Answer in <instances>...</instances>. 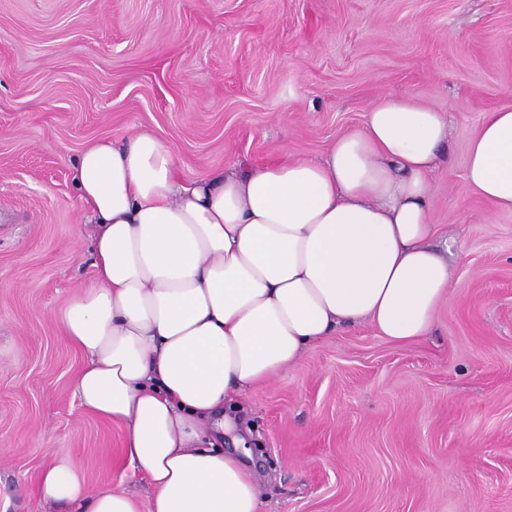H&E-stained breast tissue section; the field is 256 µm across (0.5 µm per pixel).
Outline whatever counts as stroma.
<instances>
[{
  "mask_svg": "<svg viewBox=\"0 0 512 512\" xmlns=\"http://www.w3.org/2000/svg\"><path fill=\"white\" fill-rule=\"evenodd\" d=\"M403 94L450 120L430 177L448 296L423 340L343 327L246 394L262 512H512V211L465 183L512 108V0H0V512H62L37 491L59 462L152 495L123 426L75 399L86 358L56 321L93 276L83 147L150 133L190 182L321 159Z\"/></svg>",
  "mask_w": 512,
  "mask_h": 512,
  "instance_id": "35a3bbf8",
  "label": "stroma"
}]
</instances>
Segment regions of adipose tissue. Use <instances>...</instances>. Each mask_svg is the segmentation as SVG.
<instances>
[{"label":"adipose tissue","instance_id":"adipose-tissue-1","mask_svg":"<svg viewBox=\"0 0 512 512\" xmlns=\"http://www.w3.org/2000/svg\"><path fill=\"white\" fill-rule=\"evenodd\" d=\"M447 145V115L401 95L322 159H237L189 183L154 136L86 146L76 185L94 276L57 321L87 358L81 408L124 426L153 494L145 508L123 490L92 495L58 463L42 497L80 512H260L257 475L212 440L251 437L239 397L339 328L431 335L450 269L430 243L429 175ZM466 184L512 210V108L471 139Z\"/></svg>","mask_w":512,"mask_h":512}]
</instances>
